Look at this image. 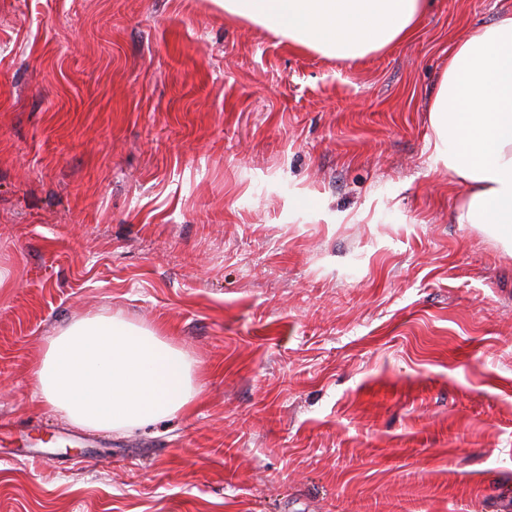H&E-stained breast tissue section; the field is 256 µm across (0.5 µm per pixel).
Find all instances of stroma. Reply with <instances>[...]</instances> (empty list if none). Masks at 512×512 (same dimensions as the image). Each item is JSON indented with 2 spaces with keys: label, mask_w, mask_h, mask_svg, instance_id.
I'll list each match as a JSON object with an SVG mask.
<instances>
[{
  "label": "stroma",
  "mask_w": 512,
  "mask_h": 512,
  "mask_svg": "<svg viewBox=\"0 0 512 512\" xmlns=\"http://www.w3.org/2000/svg\"><path fill=\"white\" fill-rule=\"evenodd\" d=\"M512 0L347 63L212 0H0V512H507L512 254L458 224L429 107ZM117 316L197 406L66 421L33 368Z\"/></svg>",
  "instance_id": "obj_1"
}]
</instances>
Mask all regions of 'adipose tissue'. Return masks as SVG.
I'll list each match as a JSON object with an SVG mask.
<instances>
[{"label":"adipose tissue","instance_id":"obj_1","mask_svg":"<svg viewBox=\"0 0 512 512\" xmlns=\"http://www.w3.org/2000/svg\"><path fill=\"white\" fill-rule=\"evenodd\" d=\"M428 0H221L288 43L358 60L412 39ZM435 163L469 191L460 224L495 230L512 252V14L477 28L448 53L431 105ZM44 400L69 421L132 433L189 411L198 400L193 362L167 337L116 316L60 328L35 370Z\"/></svg>","mask_w":512,"mask_h":512}]
</instances>
